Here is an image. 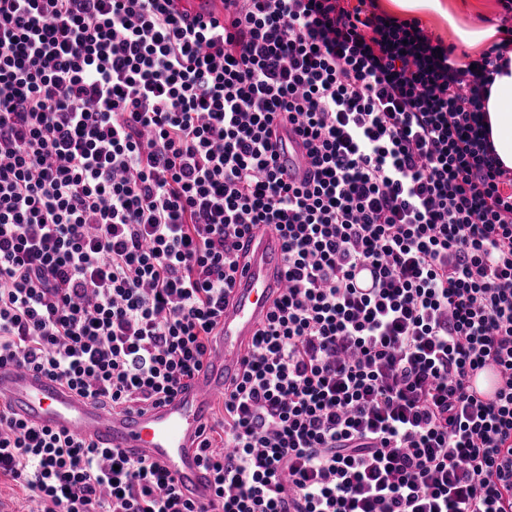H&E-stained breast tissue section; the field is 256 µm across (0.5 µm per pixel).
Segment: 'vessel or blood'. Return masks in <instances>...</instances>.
<instances>
[{
  "instance_id": "b4317fda",
  "label": "vessel or blood",
  "mask_w": 512,
  "mask_h": 512,
  "mask_svg": "<svg viewBox=\"0 0 512 512\" xmlns=\"http://www.w3.org/2000/svg\"><path fill=\"white\" fill-rule=\"evenodd\" d=\"M180 10L190 24L224 17L223 0H181ZM276 151L288 180L301 181L310 167L307 149L288 123L280 125ZM242 252L244 258L209 357L187 387L160 404L144 411L107 410L61 382L18 364L0 366V400L34 425L89 438L99 447L119 449L134 460L155 462L177 480L186 495L197 503H208L211 484L197 451L200 433L216 396L241 375L243 358L273 299L285 286V253L277 233L263 228L247 234ZM470 386L480 399L495 398L497 370H473Z\"/></svg>"
}]
</instances>
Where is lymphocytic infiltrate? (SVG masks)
<instances>
[{"label": "lymphocytic infiltrate", "mask_w": 512, "mask_h": 512, "mask_svg": "<svg viewBox=\"0 0 512 512\" xmlns=\"http://www.w3.org/2000/svg\"><path fill=\"white\" fill-rule=\"evenodd\" d=\"M224 5L0 0V366L156 404L210 353L238 238L277 231L288 281L202 432L208 504L5 402L0 478L32 512H512V169L482 107L512 26L469 65L375 0ZM180 10L185 13L186 24L208 22L212 19L224 20V2L222 0H181ZM276 151L278 164L288 180L301 181L310 167L309 158L302 139L295 134L288 122L280 123ZM498 372L495 368L480 367L472 371L470 386L476 397L494 399L499 388Z\"/></svg>", "instance_id": "1"}]
</instances>
